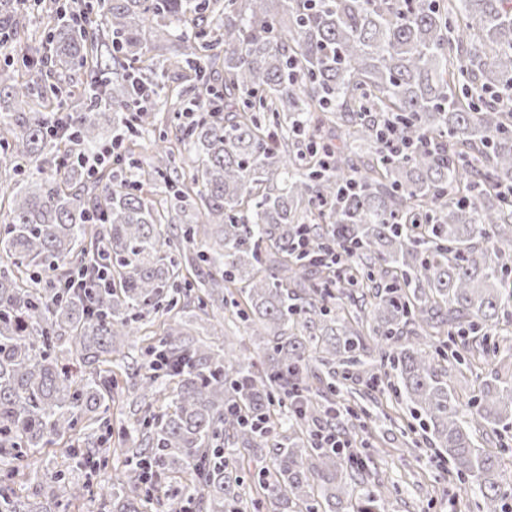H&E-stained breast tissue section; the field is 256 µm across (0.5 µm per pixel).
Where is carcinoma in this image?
<instances>
[{
  "label": "carcinoma",
  "mask_w": 512,
  "mask_h": 512,
  "mask_svg": "<svg viewBox=\"0 0 512 512\" xmlns=\"http://www.w3.org/2000/svg\"><path fill=\"white\" fill-rule=\"evenodd\" d=\"M27 17L0 0V33L23 49L0 78V149L23 174L0 225V512L91 495L161 512L155 486L186 472L189 503L259 512L229 468L241 451L269 456L252 479L273 512H386L379 492L355 493L354 457L310 428L335 426L332 397L377 386L385 366L478 512H507L505 447L478 435L512 428V381L491 373L462 401L451 372L499 354L512 307V0H53L37 47ZM76 67L97 93L81 108L52 82ZM134 82L153 90L138 112ZM105 113L115 149L91 171ZM144 136L147 161L119 145ZM303 232L317 254L295 248ZM194 290L263 342L265 371L225 350L221 319L195 337L181 306ZM150 316L130 470L76 479L108 457L71 445L62 467L47 449L108 422L112 368ZM295 385L304 401L283 421ZM30 473L24 503L9 481Z\"/></svg>",
  "instance_id": "carcinoma-1"
}]
</instances>
